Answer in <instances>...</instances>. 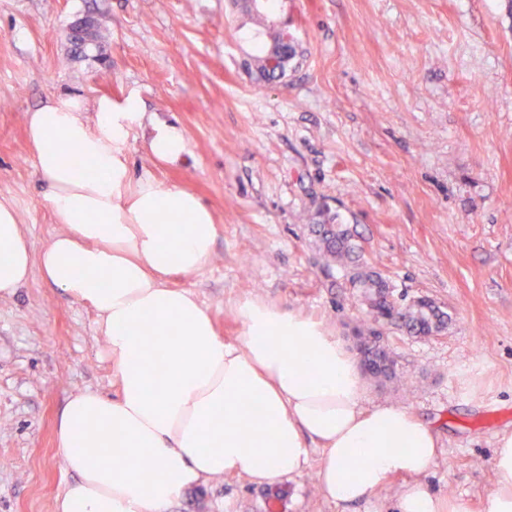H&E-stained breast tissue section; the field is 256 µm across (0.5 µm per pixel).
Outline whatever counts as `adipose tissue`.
<instances>
[{
  "instance_id": "1",
  "label": "adipose tissue",
  "mask_w": 512,
  "mask_h": 512,
  "mask_svg": "<svg viewBox=\"0 0 512 512\" xmlns=\"http://www.w3.org/2000/svg\"><path fill=\"white\" fill-rule=\"evenodd\" d=\"M143 123L135 97L66 93L32 111L28 142L62 226L40 254L0 200V296L40 270L95 311L119 379L115 396L79 393L61 412L57 448L75 480L56 512H167L219 475L271 484L299 474L312 444L324 453L320 487L336 504L401 474L412 482L395 512H463L419 481L438 457L432 429L404 408L364 406L354 358L321 324L246 299L236 306L243 341L228 344L207 308L169 285L171 274L194 275L208 261L216 221L188 187L133 174L129 146ZM148 149L169 164L188 152L168 122L154 124ZM493 470L486 512H512V433L499 436Z\"/></svg>"
}]
</instances>
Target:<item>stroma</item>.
<instances>
[{"label":"stroma","instance_id":"obj_1","mask_svg":"<svg viewBox=\"0 0 512 512\" xmlns=\"http://www.w3.org/2000/svg\"><path fill=\"white\" fill-rule=\"evenodd\" d=\"M268 21L298 55L264 83L246 62L255 23L227 0H0V199L33 251L59 230L37 177L27 115L79 93L138 97L189 141L181 163L130 144L134 172L195 191L217 226L195 275H172L240 342L235 306L255 298L309 317L353 350L364 309L339 266L324 267L319 210L348 225L396 301L434 299L450 320L418 339L384 341L411 381L366 378V405L393 404L428 424L442 453L426 488L486 512L493 447L512 430V0H269ZM87 15L101 39L71 53ZM115 394L94 310L39 272L0 297V512H54L74 479L57 451L70 395ZM310 449L298 476L257 485L221 476L168 512H389L403 475L349 510L328 500Z\"/></svg>","mask_w":512,"mask_h":512}]
</instances>
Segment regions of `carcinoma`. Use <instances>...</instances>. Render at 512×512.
Returning <instances> with one entry per match:
<instances>
[{
  "label": "carcinoma",
  "mask_w": 512,
  "mask_h": 512,
  "mask_svg": "<svg viewBox=\"0 0 512 512\" xmlns=\"http://www.w3.org/2000/svg\"><path fill=\"white\" fill-rule=\"evenodd\" d=\"M281 32L267 27L257 32L258 50L253 57L255 70L266 73L263 45L278 43ZM315 243L326 263H336L344 268L352 287L362 289L367 306V316L353 327L354 336L363 344L359 353L373 367V377L383 382H400L403 373L389 348L369 343L370 337L380 327H392L410 336L429 338L442 333L448 325V314L435 302L418 298L406 304L398 303L382 276L370 270L359 245L346 224H314Z\"/></svg>",
  "instance_id": "cac0c4a2"
}]
</instances>
